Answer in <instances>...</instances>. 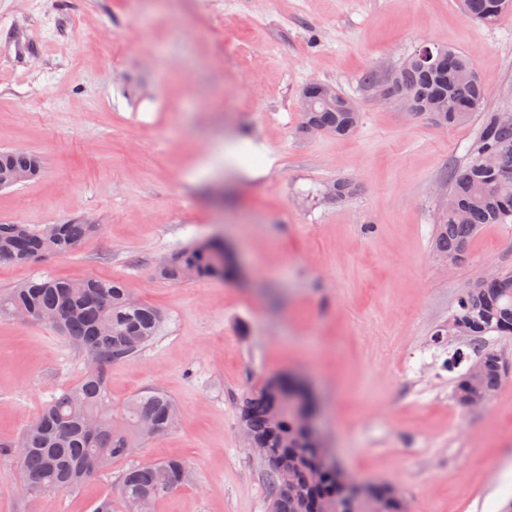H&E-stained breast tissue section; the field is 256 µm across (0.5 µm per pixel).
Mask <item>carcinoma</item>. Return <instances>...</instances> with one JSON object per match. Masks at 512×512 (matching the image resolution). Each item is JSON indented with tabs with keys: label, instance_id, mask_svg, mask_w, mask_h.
<instances>
[{
	"label": "carcinoma",
	"instance_id": "cac0c4a2",
	"mask_svg": "<svg viewBox=\"0 0 512 512\" xmlns=\"http://www.w3.org/2000/svg\"><path fill=\"white\" fill-rule=\"evenodd\" d=\"M465 16L495 24L512 9V0H461ZM430 60L409 57L388 80V96L441 127L465 123L483 113L478 140L466 165L448 171V196L433 239L436 252L460 262L466 246L485 224L512 223V112H486L488 92L472 57L441 44L430 45ZM305 135L344 137L359 127L356 104L326 83L302 90ZM0 166L41 171V158L30 152L0 151ZM94 230L92 224L0 223V262H39L71 253ZM224 244L216 239L196 242L161 263L157 276L168 282L229 279L236 268L223 259ZM6 305L25 310L31 320L50 325L81 348L87 364L82 380L62 391L30 423L19 444L20 489L29 498L46 491L75 489L124 462L146 440L167 433L178 417L175 402L153 388L112 412L106 381L112 362L130 358L160 333L162 316L131 296L121 279L90 277L78 282L46 278L15 289ZM448 335L476 342L486 335L512 336V272H500L464 289L448 321ZM482 363L477 378L464 373L455 381L458 403L467 398H492L505 381L500 356L477 350ZM313 404L297 382L274 377L250 388L242 397L240 428L248 446L264 462L288 471L292 485L280 488L277 469L269 478V512H407L404 496L378 484L370 500L350 504L336 485V462H323L321 448L304 427ZM190 464L183 458L130 466L122 470L119 498L100 497L93 512H143L153 503L189 485Z\"/></svg>",
	"mask_w": 512,
	"mask_h": 512
}]
</instances>
